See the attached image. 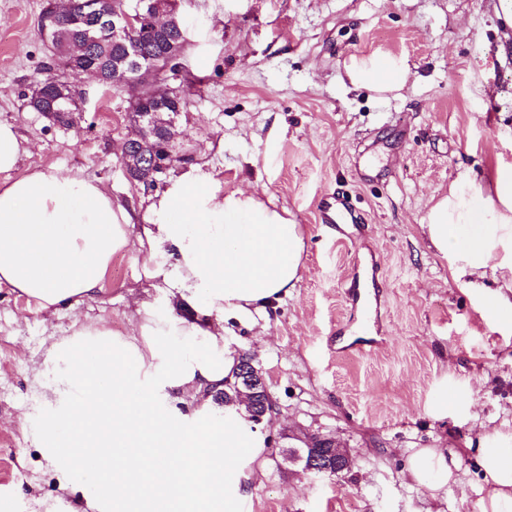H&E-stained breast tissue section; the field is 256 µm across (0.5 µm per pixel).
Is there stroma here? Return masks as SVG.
Segmentation results:
<instances>
[{
	"mask_svg": "<svg viewBox=\"0 0 512 512\" xmlns=\"http://www.w3.org/2000/svg\"><path fill=\"white\" fill-rule=\"evenodd\" d=\"M45 0H0V121L28 149L18 165L82 171L125 206L135 226L166 189L125 174L133 133L124 91L91 76L74 127L33 111L36 72L51 62L39 31ZM498 0H179L188 31L172 88L190 102L178 141L222 191L287 208L305 236L296 288L251 319H227L231 352L254 354L276 411L264 422L267 463L242 489V512H467L483 507L475 456L484 433H512V323L465 291L421 221L452 181L512 162V48ZM406 58L403 87L353 88L351 57ZM341 190L360 223L316 221L324 192ZM168 305L162 279L137 251L113 257L94 297L46 314L0 286V508L50 512L55 475L31 439L34 386L47 349L74 327L127 332L137 303ZM448 408L435 412L440 392ZM351 449L342 478L288 463L304 435ZM418 448L458 453L459 483L440 496L413 483Z\"/></svg>",
	"mask_w": 512,
	"mask_h": 512,
	"instance_id": "stroma-1",
	"label": "stroma"
}]
</instances>
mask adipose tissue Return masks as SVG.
<instances>
[{"label": "adipose tissue", "mask_w": 512, "mask_h": 512, "mask_svg": "<svg viewBox=\"0 0 512 512\" xmlns=\"http://www.w3.org/2000/svg\"><path fill=\"white\" fill-rule=\"evenodd\" d=\"M408 72L406 59L390 55L346 66L352 85L376 93L401 89ZM151 211L142 262L194 318L144 302L127 333L76 328L47 352L37 377L44 415L28 421L29 434L62 490L74 491L75 473L93 475L83 496L95 512H239L241 485L267 445L244 405L213 403L236 367L224 321L249 318L296 287L304 233L288 209L244 190L220 193L198 167L172 179ZM132 227L97 182L27 170L0 188V285L45 312L93 297L113 256L129 250ZM422 229L466 287L511 321L512 300L485 295L483 280L490 269L512 278V162L497 164L490 181L451 184ZM478 465L489 488L484 512H512V433L484 434ZM459 469L441 448L408 457L412 481L436 493Z\"/></svg>", "instance_id": "adipose-tissue-1"}]
</instances>
